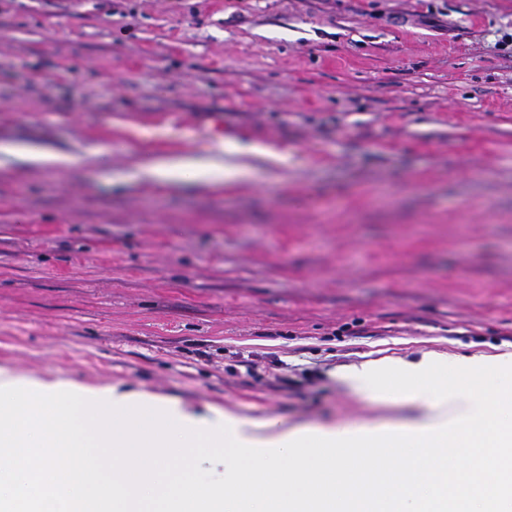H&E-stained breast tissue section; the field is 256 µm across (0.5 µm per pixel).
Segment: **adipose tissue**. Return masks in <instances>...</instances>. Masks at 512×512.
<instances>
[{
  "label": "adipose tissue",
  "instance_id": "ef3b65f1",
  "mask_svg": "<svg viewBox=\"0 0 512 512\" xmlns=\"http://www.w3.org/2000/svg\"><path fill=\"white\" fill-rule=\"evenodd\" d=\"M264 145L160 154L144 172L182 189L232 188L279 162ZM334 378L411 410L399 421L285 427L116 384L0 370V512H512V359L434 351L364 360ZM222 448V480L176 464Z\"/></svg>",
  "mask_w": 512,
  "mask_h": 512
}]
</instances>
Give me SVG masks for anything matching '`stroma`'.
Instances as JSON below:
<instances>
[{"instance_id":"stroma-1","label":"stroma","mask_w":512,"mask_h":512,"mask_svg":"<svg viewBox=\"0 0 512 512\" xmlns=\"http://www.w3.org/2000/svg\"><path fill=\"white\" fill-rule=\"evenodd\" d=\"M234 140L281 159L139 174ZM5 142L75 163L0 154V368L289 427L403 415L341 365L512 354V0H0ZM224 154L154 155L146 160L141 170L163 187L182 189L224 184L232 188L258 164L280 160L275 150L256 143L235 145ZM0 152L7 156H20L35 166L45 167L54 165H67L71 158L58 152L29 145L13 146L1 145Z\"/></svg>"}]
</instances>
